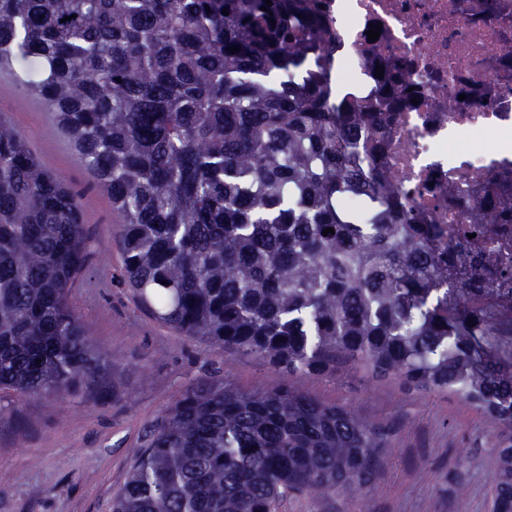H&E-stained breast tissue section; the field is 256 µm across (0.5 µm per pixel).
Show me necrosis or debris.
<instances>
[{
  "label": "necrosis or debris",
  "instance_id": "obj_1",
  "mask_svg": "<svg viewBox=\"0 0 512 512\" xmlns=\"http://www.w3.org/2000/svg\"><path fill=\"white\" fill-rule=\"evenodd\" d=\"M340 99L367 105L377 68L416 64L374 160L431 224L455 231L512 200V0H328ZM380 25L378 41L369 26Z\"/></svg>",
  "mask_w": 512,
  "mask_h": 512
}]
</instances>
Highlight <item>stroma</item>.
I'll use <instances>...</instances> for the list:
<instances>
[{"label": "stroma", "mask_w": 512, "mask_h": 512, "mask_svg": "<svg viewBox=\"0 0 512 512\" xmlns=\"http://www.w3.org/2000/svg\"><path fill=\"white\" fill-rule=\"evenodd\" d=\"M0 117L79 197L90 257L70 303L118 377L112 391L29 398L0 418V512H112L150 428L186 388L217 377L254 393L291 380L260 356L205 346L143 311L122 281L112 203L51 112L0 74ZM291 382L380 430L387 464L367 494L305 493L285 512H492L502 427L470 402L359 369Z\"/></svg>", "instance_id": "35a3bbf8"}]
</instances>
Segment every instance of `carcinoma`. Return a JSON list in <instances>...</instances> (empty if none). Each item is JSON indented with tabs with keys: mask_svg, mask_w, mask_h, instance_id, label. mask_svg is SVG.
Masks as SVG:
<instances>
[{
	"mask_svg": "<svg viewBox=\"0 0 512 512\" xmlns=\"http://www.w3.org/2000/svg\"><path fill=\"white\" fill-rule=\"evenodd\" d=\"M324 2L0 0V71L109 194L123 281L154 319L290 379L359 368L511 428L512 261L459 249L490 239L509 204L486 202L455 243L364 163L409 73L385 72L367 108L336 105ZM87 263L78 197L0 118V391L117 383L70 304ZM384 447L291 383L207 380L152 427L112 512H280L290 494L362 493ZM498 457L493 512H512V433Z\"/></svg>",
	"mask_w": 512,
	"mask_h": 512,
	"instance_id": "obj_1",
	"label": "carcinoma"
}]
</instances>
